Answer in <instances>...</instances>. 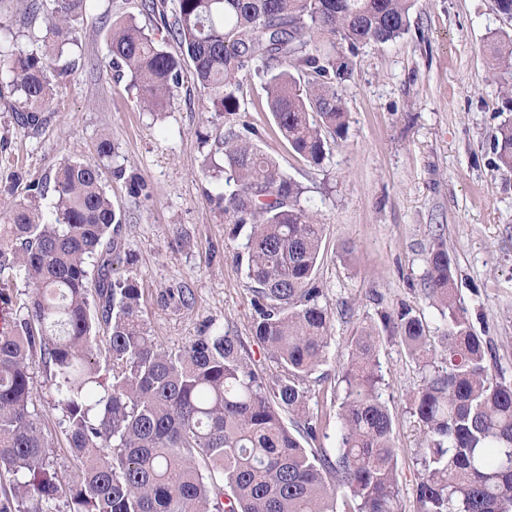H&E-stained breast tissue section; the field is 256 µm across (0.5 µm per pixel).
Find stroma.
I'll return each mask as SVG.
<instances>
[{"label":"stroma","instance_id":"stroma-1","mask_svg":"<svg viewBox=\"0 0 512 512\" xmlns=\"http://www.w3.org/2000/svg\"><path fill=\"white\" fill-rule=\"evenodd\" d=\"M135 17L155 39L167 36L140 0H87L79 42L61 58L68 74L53 85V104L35 128L16 121L23 103L0 68V224L31 188L52 181L67 157L97 160L109 138L111 160L102 183L125 222L119 274H136L148 334L176 351L207 321L239 336L265 372L275 364L254 338L253 285L245 275L242 239L232 238L211 195L234 190L202 135L229 123L258 132L260 149L304 189L326 226L313 286L331 314L326 358L309 377L310 407L324 425L304 447L335 455L336 413L343 397L347 345L358 329L408 307L424 315L431 336L443 326L424 300L427 256L435 229L455 268V286L476 333L491 346L494 375L512 380V173L496 166L490 135L512 119L489 77L485 48L493 33L512 30L494 0H415L410 28L395 41L367 45L351 56L352 72L336 87L347 112L343 139L330 144L323 165L295 153L266 108L262 81L244 78L240 111L217 115L191 76L170 107L157 114L138 105L125 72L110 68L113 22ZM48 44L43 16L22 0H0V52L41 53ZM99 160V159H98ZM137 174L150 194L132 197L117 166ZM190 288L193 305L161 302L167 289ZM378 361L381 398L392 416L398 457L397 512H414L417 454L423 433L410 412L422 369L398 337L383 336ZM33 400L55 446L59 475L78 481L62 412L49 375L33 357Z\"/></svg>","mask_w":512,"mask_h":512}]
</instances>
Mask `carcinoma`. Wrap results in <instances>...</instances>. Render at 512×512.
Here are the masks:
<instances>
[{
    "label": "carcinoma",
    "mask_w": 512,
    "mask_h": 512,
    "mask_svg": "<svg viewBox=\"0 0 512 512\" xmlns=\"http://www.w3.org/2000/svg\"><path fill=\"white\" fill-rule=\"evenodd\" d=\"M26 2L46 12L51 37L41 54L8 55L13 91L25 105L20 120L34 126L52 103L55 62L78 44L85 0ZM413 3L176 0L169 17L158 0H142L179 51L129 18L112 24L108 65L127 71L149 112L167 109L187 61L212 109L225 115L240 111L243 77L253 72L281 136L319 166L327 136L345 132L336 80L351 74L349 56L404 34ZM487 53L489 74L512 103V34H494ZM254 134L231 123L215 138L237 189L211 200L232 236L245 233L255 339L277 365L271 377L212 321L178 351L151 339L137 277L113 268L123 224L98 163L66 159L53 186L37 185L0 225V277L17 271L28 288L12 326L0 331V471L15 481L0 512H43V503L61 496L67 512H335L332 478L349 488L355 512H395L397 458L391 414L378 394L376 328L362 327L348 345L336 457L303 448L284 421L289 415L308 435L321 423L305 381L325 358L331 327L312 286L324 224ZM490 145L498 168L512 173V121L496 128ZM49 191L46 217L40 200ZM425 296L444 325L441 362L412 309L383 322L424 372L412 399L424 435L416 512H512V381L490 372V346L457 298L439 234L427 257ZM37 354L70 451L83 463L82 477L66 489L34 410L30 363Z\"/></svg>",
    "instance_id": "obj_1"
}]
</instances>
